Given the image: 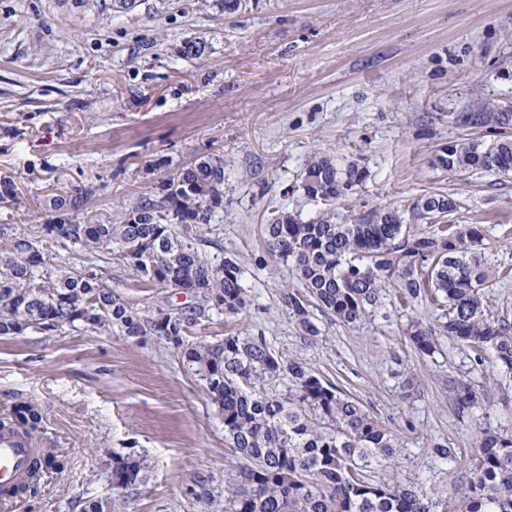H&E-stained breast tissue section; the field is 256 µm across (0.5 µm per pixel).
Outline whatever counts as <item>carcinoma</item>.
I'll return each mask as SVG.
<instances>
[{"label": "carcinoma", "instance_id": "1", "mask_svg": "<svg viewBox=\"0 0 512 512\" xmlns=\"http://www.w3.org/2000/svg\"><path fill=\"white\" fill-rule=\"evenodd\" d=\"M462 122L505 128L512 125V111L485 98ZM436 161L450 172L507 175L512 138L450 144ZM366 177L358 160L313 153L301 188L324 208L307 221L277 210L264 225L271 255L291 265L298 277L299 289L285 292L284 303L299 329L320 335L314 308L355 326L392 297L403 306L425 302L440 311L439 321H407L404 333L415 352L430 357L440 339L449 337L479 359L493 352L512 373V321L488 312L483 293L491 280L509 273L485 261L480 227L455 223L460 204L444 194H425L414 203L416 216L428 224L418 233L394 208L336 212V203L353 195ZM161 187L163 201L141 197L123 224L60 219L29 232L0 224V335L80 325L171 344L224 417L229 447L245 461L236 487L224 497L225 512H436V504L411 487L379 476L396 467L401 451L391 429L310 366L283 358L261 336L231 333L213 343L187 339L189 328L206 313L235 316L247 305L237 261L209 262L195 243L216 209L224 207V159L210 153L171 173ZM0 200L20 203L9 176L0 178ZM84 202L85 194L74 190L51 195L48 207L76 211ZM68 242L90 256L110 253L138 280L186 291L195 303L185 316L163 308L144 314L108 287L102 269L66 261L56 248ZM273 380L287 381V390L267 392L264 383ZM451 393L461 415L476 403L470 387L456 380ZM41 428L42 415L30 403L15 406L0 422L1 431L29 434ZM63 467L52 448L36 460L30 480L7 495L32 492L40 472ZM148 469L142 450L113 454L117 497L91 500L83 512H116L123 491L145 482ZM452 512H512V432L480 431L469 494Z\"/></svg>", "mask_w": 512, "mask_h": 512}]
</instances>
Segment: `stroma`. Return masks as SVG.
Wrapping results in <instances>:
<instances>
[{
  "label": "stroma",
  "instance_id": "35a3bbf8",
  "mask_svg": "<svg viewBox=\"0 0 512 512\" xmlns=\"http://www.w3.org/2000/svg\"><path fill=\"white\" fill-rule=\"evenodd\" d=\"M81 12L67 0H0V175L20 203L0 202V224L56 220L45 199L80 184L90 194L72 223H123L140 196L158 201L169 173L219 149L224 206L197 242L209 261H238L247 306L210 313L195 340L260 336L354 396L397 434L395 479L441 512L469 487L481 429L512 431V374L493 354L443 339L434 357L404 340L403 309L354 328L315 312L321 334L303 335L282 300L296 285L263 226L275 210L316 216L299 187L311 153L350 156L368 171L346 209L397 208L408 227L428 193L460 202L478 225L486 259L512 269V177L448 172L435 156L452 142L490 140L455 117L480 99L512 100V0H135L133 8ZM203 48L186 54L188 41ZM107 284L131 307L177 313L191 299L133 280L103 256ZM415 388H406L409 378ZM477 402L459 415L449 379ZM29 402L43 416L38 444L66 456L36 492L7 512H83L112 498V455L148 454L144 483L125 512H224L242 464L202 384L153 336L67 327L0 336V418ZM445 441L453 460L437 456Z\"/></svg>",
  "mask_w": 512,
  "mask_h": 512
}]
</instances>
